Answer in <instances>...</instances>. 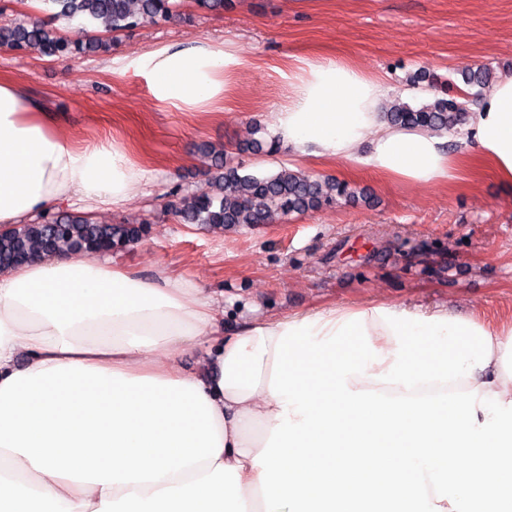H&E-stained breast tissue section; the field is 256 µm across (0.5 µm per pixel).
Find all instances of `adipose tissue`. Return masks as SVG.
I'll use <instances>...</instances> for the list:
<instances>
[{"label": "adipose tissue", "instance_id": "1", "mask_svg": "<svg viewBox=\"0 0 512 512\" xmlns=\"http://www.w3.org/2000/svg\"><path fill=\"white\" fill-rule=\"evenodd\" d=\"M231 46L134 59L156 99L208 108ZM382 79L301 61L268 132L298 159L448 183L471 161L512 185V74L463 148L389 124ZM150 180L114 142L73 145L0 82V225L59 205L119 210ZM216 300L96 254L0 272V512H512V321L373 302L222 333ZM197 348L201 374L183 352Z\"/></svg>", "mask_w": 512, "mask_h": 512}]
</instances>
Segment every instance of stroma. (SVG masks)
<instances>
[{
  "label": "stroma",
  "instance_id": "stroma-1",
  "mask_svg": "<svg viewBox=\"0 0 512 512\" xmlns=\"http://www.w3.org/2000/svg\"><path fill=\"white\" fill-rule=\"evenodd\" d=\"M186 23L145 25L117 38L111 52L68 63L0 52V80L23 87L81 146L119 142L151 173L104 223L149 219L151 236L114 254L115 263L152 275L170 271L219 298L224 331L250 316L361 303L445 305L492 321L512 318V187L487 168L452 184L387 183L364 168L296 163L238 154L247 169L298 166L366 189L370 202L327 207L233 231L180 224L166 215L171 193L206 183L200 144L237 152L255 126L285 103L299 60L335 56L386 80L388 97L416 104L405 80L427 71L463 87L466 69L512 74V0H236L217 17L180 0ZM231 43L243 60L232 91L207 111L159 102L127 64L179 43Z\"/></svg>",
  "mask_w": 512,
  "mask_h": 512
}]
</instances>
